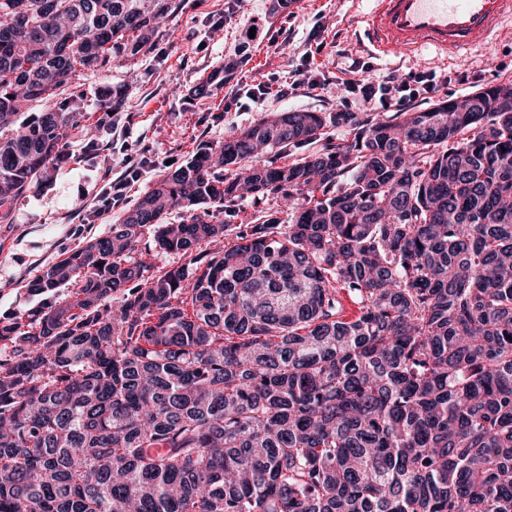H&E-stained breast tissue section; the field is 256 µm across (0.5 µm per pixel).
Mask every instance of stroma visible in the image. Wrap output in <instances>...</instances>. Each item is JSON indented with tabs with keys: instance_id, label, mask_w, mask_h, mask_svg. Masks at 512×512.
Instances as JSON below:
<instances>
[{
	"instance_id": "obj_1",
	"label": "stroma",
	"mask_w": 512,
	"mask_h": 512,
	"mask_svg": "<svg viewBox=\"0 0 512 512\" xmlns=\"http://www.w3.org/2000/svg\"><path fill=\"white\" fill-rule=\"evenodd\" d=\"M273 0H184L168 19L152 53L76 77L63 93L83 120L69 130L66 157L49 180L33 181L0 207V316L22 315L45 305L30 293L43 267L88 241L108 235L123 206L99 207L104 179L118 178L123 160L143 159L140 180L126 204L150 188L167 164L180 165L207 144L223 142L271 112H336L342 103L360 109L352 85L360 79L408 72L431 78L435 90L420 104L435 103L512 82V36L452 58L431 54L412 60L379 58L358 42L370 0H292L276 12ZM238 68L225 79L222 68ZM308 69L310 84L270 93L226 110L236 92L286 80ZM209 92L194 95L200 84ZM118 112L114 132L98 128L106 105Z\"/></svg>"
}]
</instances>
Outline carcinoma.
<instances>
[{
  "mask_svg": "<svg viewBox=\"0 0 512 512\" xmlns=\"http://www.w3.org/2000/svg\"><path fill=\"white\" fill-rule=\"evenodd\" d=\"M54 6L0 0V205L78 123L60 92L147 54L176 0ZM247 196L290 221L229 236L210 212ZM147 233L193 267L154 270ZM62 288L0 318V512H512V82L271 113L29 283ZM324 131L326 132L324 139L315 141L310 145L306 146L305 148H303L302 150H300L299 152L293 153L292 155H289L287 158L278 160V163L291 162L294 158H299L303 155H308L310 153L320 151L324 147V145L329 143L336 144V142L343 139L345 136L344 130L340 127L336 128V126H327Z\"/></svg>",
  "mask_w": 512,
  "mask_h": 512,
  "instance_id": "cac0c4a2",
  "label": "carcinoma"
}]
</instances>
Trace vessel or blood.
<instances>
[{"label":"vessel or blood","mask_w":512,"mask_h":512,"mask_svg":"<svg viewBox=\"0 0 512 512\" xmlns=\"http://www.w3.org/2000/svg\"><path fill=\"white\" fill-rule=\"evenodd\" d=\"M512 0H373L364 39L382 57L430 50L449 58L500 37Z\"/></svg>","instance_id":"1"}]
</instances>
